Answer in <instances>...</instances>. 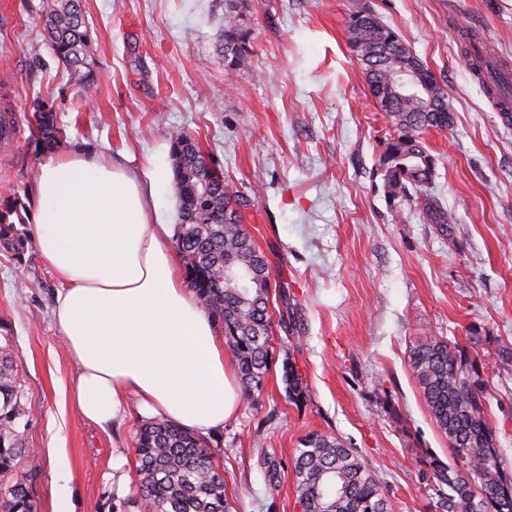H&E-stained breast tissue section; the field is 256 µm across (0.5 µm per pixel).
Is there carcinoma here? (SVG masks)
<instances>
[{
	"mask_svg": "<svg viewBox=\"0 0 512 512\" xmlns=\"http://www.w3.org/2000/svg\"><path fill=\"white\" fill-rule=\"evenodd\" d=\"M50 46L58 62L77 73L80 88L95 84L89 55L91 31L82 0H45ZM351 55L362 65L369 91L389 125L379 166L388 195L399 202L419 200L427 221L446 229L454 223L431 194L436 159L423 135L448 130L445 90L435 74L399 35L366 7L352 12L346 25ZM472 36L464 53L476 74L505 66L476 47ZM250 31L232 5L224 14V70L229 76L250 59ZM416 74L424 94L396 95L403 71ZM34 138L44 152L63 145L57 114L34 113ZM173 180L177 189L179 227L176 249L188 288L224 327L225 344L235 359L242 398L251 400L269 367L274 320L268 301V262L243 224L248 199L225 180L223 169L207 167L208 156L189 135H170ZM20 199L0 200V247L22 258L26 238ZM409 365L425 404L460 465L428 456L436 500L435 512H512V472L499 448L498 427L486 405V383L477 359L465 350L430 338L409 351ZM288 401L300 405L307 385L295 363H283ZM10 340L0 344V512H35L33 483L40 465L31 461L21 420L26 409ZM292 459L296 503L300 512H394L389 491L357 452L335 437L309 432ZM140 482L123 502L129 512H231L224 477L212 462L210 447L197 435L169 420L142 424L135 442ZM26 470L18 471L20 463Z\"/></svg>",
	"mask_w": 512,
	"mask_h": 512,
	"instance_id": "cac0c4a2",
	"label": "carcinoma"
}]
</instances>
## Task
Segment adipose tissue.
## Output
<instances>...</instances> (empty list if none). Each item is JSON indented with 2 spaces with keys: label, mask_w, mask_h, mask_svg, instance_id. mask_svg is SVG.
<instances>
[{
  "label": "adipose tissue",
  "mask_w": 512,
  "mask_h": 512,
  "mask_svg": "<svg viewBox=\"0 0 512 512\" xmlns=\"http://www.w3.org/2000/svg\"><path fill=\"white\" fill-rule=\"evenodd\" d=\"M39 167L30 236L60 283L54 319L79 367L74 406L103 429L133 397L185 429L223 428L240 409L237 374L171 254L174 224L153 210V183L78 150Z\"/></svg>",
  "instance_id": "adipose-tissue-1"
}]
</instances>
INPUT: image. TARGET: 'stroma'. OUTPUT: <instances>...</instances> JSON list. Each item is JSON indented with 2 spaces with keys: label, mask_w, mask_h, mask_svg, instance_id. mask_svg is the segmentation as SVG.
<instances>
[{
  "label": "stroma",
  "mask_w": 512,
  "mask_h": 512,
  "mask_svg": "<svg viewBox=\"0 0 512 512\" xmlns=\"http://www.w3.org/2000/svg\"><path fill=\"white\" fill-rule=\"evenodd\" d=\"M249 65L224 71V0H83L96 87L84 95L45 36L42 0H0V93L25 128L0 155V197L31 204L44 154L30 131L52 108L72 147L125 162L156 183L160 211L176 213L169 136L195 138L247 197L245 227L266 255L269 311L294 310L301 330L275 328L263 387L223 429L206 433L233 512H299L293 476L270 487L263 453L290 464L320 431L356 448L396 501L432 512L425 455L454 458L408 363L437 337L478 347L489 414L512 462V123L494 112L466 63V31L512 63V0H246ZM366 7L435 74L454 113L424 141L437 157L433 193L455 218L427 223L420 202L396 203L378 167L388 126L345 25ZM57 278L35 243L22 258L0 249V339L9 338L39 454L37 512H113L138 484L130 411L101 430L70 401L76 374L55 326ZM309 397L289 403L285 360Z\"/></svg>",
  "instance_id": "35a3bbf8"
}]
</instances>
